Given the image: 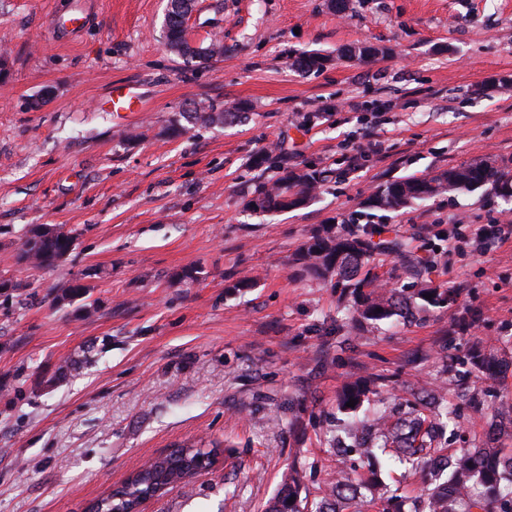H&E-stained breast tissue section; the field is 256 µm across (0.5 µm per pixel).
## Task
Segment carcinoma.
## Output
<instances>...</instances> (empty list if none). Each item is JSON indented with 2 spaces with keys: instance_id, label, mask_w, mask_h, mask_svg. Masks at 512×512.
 <instances>
[{
  "instance_id": "cac0c4a2",
  "label": "carcinoma",
  "mask_w": 512,
  "mask_h": 512,
  "mask_svg": "<svg viewBox=\"0 0 512 512\" xmlns=\"http://www.w3.org/2000/svg\"><path fill=\"white\" fill-rule=\"evenodd\" d=\"M191 8L192 0H168L167 43L182 40L183 19ZM327 61L320 53L306 52L293 60V66L304 72L319 71ZM245 110V104L236 103L222 112H188L186 119L193 125H207ZM321 182L322 172L306 166L286 170L272 183L257 186L254 195L261 200L260 211L286 212L308 204ZM487 184L506 203H512V174L479 159L433 175L387 182L370 198V206L395 212L417 201L460 190L474 191ZM383 233V229L375 227L366 228L360 234H342L334 225L325 224L312 230L294 261L324 284L342 289L348 308L352 309V320L361 326L389 320L411 322L418 311L444 308L456 301L454 291L430 285L429 267L418 260L409 265L416 279L414 292L388 288L368 273L359 277L360 270L374 261L377 251L395 253L404 259L415 257L411 242L396 236L383 239ZM73 245V235L44 232L39 225L31 230L14 261L17 265L53 266L71 252ZM458 364L466 375L496 381L512 366V360L478 341L470 345ZM372 394L370 376L347 380L341 386L336 396V412L343 415L338 420L341 434L335 439L337 454H379L411 469H428L431 487L413 500L409 512H512V455L495 445L491 436L468 443L458 432L453 433V439L464 446L448 450V437L440 422V418L448 416L444 387L407 382L395 395L392 405L376 406L370 416L361 419L358 413L370 402ZM351 399L356 404L346 406ZM201 453L202 449L191 447L180 457L157 459L146 472L129 478L126 499L114 500L109 495L99 500L98 512H115L133 503L142 491L164 489L195 468L196 457ZM302 486V474L292 470L265 512H358L360 486L343 470L336 472L328 483L326 495L312 505L300 499ZM366 490L368 503L380 507L381 512H391L389 487L377 483L366 486Z\"/></svg>"
}]
</instances>
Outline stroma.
Wrapping results in <instances>:
<instances>
[{
  "instance_id": "stroma-1",
  "label": "stroma",
  "mask_w": 512,
  "mask_h": 512,
  "mask_svg": "<svg viewBox=\"0 0 512 512\" xmlns=\"http://www.w3.org/2000/svg\"><path fill=\"white\" fill-rule=\"evenodd\" d=\"M167 0H0V512H86L146 461L185 442L224 460L146 512H263L290 467L311 496L337 467L336 392L372 373L445 385L446 357L512 336V238L476 235L512 218L492 186L397 212L370 208L382 184L475 159L512 169V0H196L195 40L222 57L184 63L165 45ZM84 17L79 31L71 20ZM369 41L382 56L341 58ZM329 57L303 73V52ZM120 85L143 112L119 120ZM245 114L179 137L185 112ZM285 167L327 170L284 213L248 202ZM72 232L52 267L18 266L30 230ZM387 225L417 246L432 285L457 303L409 324L351 333L339 291L293 261L312 229ZM253 287L232 291L242 277ZM83 294L57 299L72 283ZM77 362V370L67 362ZM448 407L468 438L512 405Z\"/></svg>"
}]
</instances>
